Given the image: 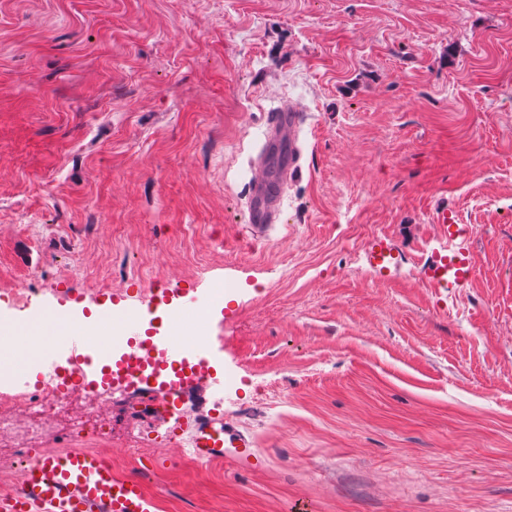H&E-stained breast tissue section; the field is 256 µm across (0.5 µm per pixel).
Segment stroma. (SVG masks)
I'll use <instances>...</instances> for the list:
<instances>
[{"mask_svg": "<svg viewBox=\"0 0 512 512\" xmlns=\"http://www.w3.org/2000/svg\"><path fill=\"white\" fill-rule=\"evenodd\" d=\"M306 113L267 234L242 230L266 112ZM474 277L421 268L436 209ZM405 259L369 273L365 242ZM187 318L186 398L267 464L186 466L141 394L99 420L158 512H512V0H0V313ZM437 223L442 230L443 243L440 249L433 250L422 277L436 295H443L467 288L473 280L474 269L470 252V226L455 223L447 207L437 214ZM363 259L378 279L389 280L395 275L403 257L392 240L376 236L365 246Z\"/></svg>", "mask_w": 512, "mask_h": 512, "instance_id": "obj_1", "label": "stroma"}]
</instances>
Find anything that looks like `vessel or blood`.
<instances>
[{
    "mask_svg": "<svg viewBox=\"0 0 512 512\" xmlns=\"http://www.w3.org/2000/svg\"><path fill=\"white\" fill-rule=\"evenodd\" d=\"M304 113L299 105L283 103L266 115L265 141L254 162L256 176L246 202V224L251 234L268 232L281 221L283 189L300 158V133ZM437 222L443 242L434 250L422 271V277L435 294L451 293L468 287L474 269L470 252V227L455 223L447 210H440ZM363 259L369 270L381 280L391 279L402 260L395 243L386 237H373L364 248ZM67 350L72 361L82 363L81 375L88 386L103 379L97 367L98 353L85 335L68 333L66 339L46 345L43 358L50 359L59 350ZM205 361L210 355L207 342L186 344L169 336L163 363L150 376L132 374L138 366L136 354L125 357L124 369L114 371L113 382L133 383L144 392L158 386L169 390L172 404H179L191 371L181 370L187 356ZM187 445L197 460L212 463L232 460L243 469L263 467L265 460L252 447L251 440L225 421L223 415L204 416L188 427ZM0 512H156V503L145 491L141 478L119 474L84 448H67L31 461L24 484L0 495Z\"/></svg>",
    "mask_w": 512,
    "mask_h": 512,
    "instance_id": "vessel-or-blood-1",
    "label": "vessel or blood"
}]
</instances>
